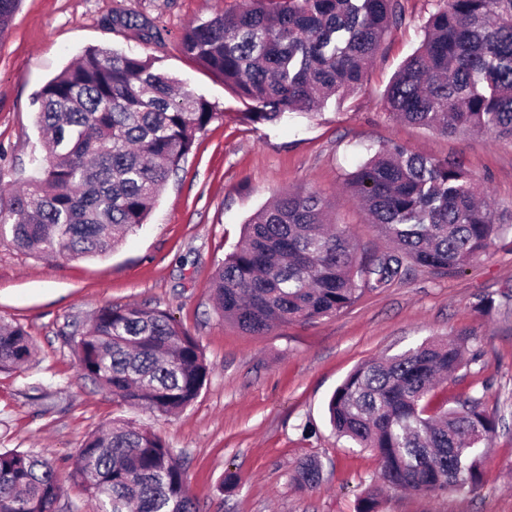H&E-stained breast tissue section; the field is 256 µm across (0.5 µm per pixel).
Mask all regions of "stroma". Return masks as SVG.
<instances>
[{"mask_svg":"<svg viewBox=\"0 0 512 512\" xmlns=\"http://www.w3.org/2000/svg\"><path fill=\"white\" fill-rule=\"evenodd\" d=\"M243 0H21L0 36V209L45 156L36 119L41 88L87 49L151 57L182 89L220 117L198 133L146 223L98 257L35 258L0 240V320L24 327L37 353L20 372L0 373V450L44 454L65 483L59 512H90L69 482L84 437L122 419L160 435L182 464L199 512H355L379 476L375 454L332 431L329 398L359 364L422 342L466 334L479 356L439 389L449 402L481 398L507 425L492 439L484 486L432 497L384 490L380 512H512V232L463 270L413 267L350 308L310 323L254 335L225 322L208 288L243 224L276 194L318 192L363 256L387 246L347 194V175L384 145L460 161L500 211H512V143L485 135L445 136L396 120L382 105L398 66L422 40L436 0H403L405 18L382 43L360 88L316 112L270 126L248 121L223 81L179 49L182 31ZM149 22L161 42L142 39ZM498 306L483 313L487 299ZM167 311L195 336L210 376L194 403L161 417L132 408L84 379L66 343L99 308ZM322 466L315 489L293 475L300 461ZM236 473L234 487L224 483Z\"/></svg>","mask_w":512,"mask_h":512,"instance_id":"35a3bbf8","label":"stroma"}]
</instances>
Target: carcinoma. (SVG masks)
<instances>
[{
  "mask_svg": "<svg viewBox=\"0 0 512 512\" xmlns=\"http://www.w3.org/2000/svg\"><path fill=\"white\" fill-rule=\"evenodd\" d=\"M18 5L0 0V35ZM403 13L401 0H245L189 25L179 44L247 105L248 120L276 125L354 91ZM423 31L386 88V111L447 136L512 142V0H437ZM174 83L148 57L91 48L44 85L37 123L49 155L0 215V238L36 257L78 259L111 252L145 224L196 134L223 117ZM346 187L391 250L364 259L318 194H281L217 265L210 293L220 317L259 335L336 314L409 263L456 271L512 231L461 163L400 145L377 151ZM70 345L81 376L160 416L192 405L209 376L199 341L158 308L103 307ZM466 348L464 338L438 339L372 359L332 394L331 426L375 452L384 485L436 496L482 486L499 416L480 397L434 402L439 379L468 364ZM35 351L22 326L0 323V372L28 367ZM71 476L93 512H196L173 450L129 421L88 434ZM294 480L315 487L319 463L301 462ZM60 492L48 460L0 451V512H57ZM381 494L366 488L357 512H377Z\"/></svg>",
  "mask_w": 512,
  "mask_h": 512,
  "instance_id": "obj_1",
  "label": "carcinoma"
}]
</instances>
